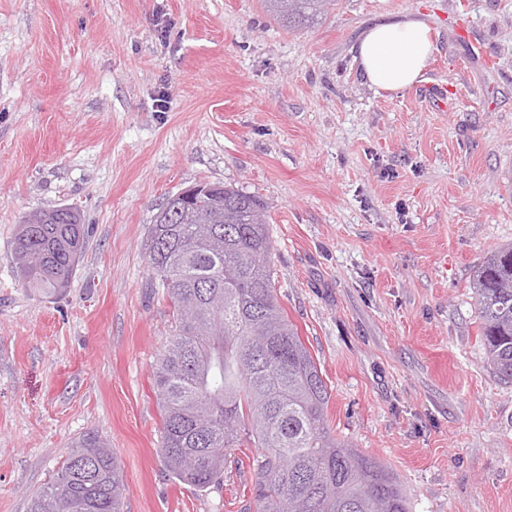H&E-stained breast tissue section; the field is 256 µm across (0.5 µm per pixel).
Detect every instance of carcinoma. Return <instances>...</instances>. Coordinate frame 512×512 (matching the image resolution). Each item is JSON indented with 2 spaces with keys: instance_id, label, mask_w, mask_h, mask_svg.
I'll list each match as a JSON object with an SVG mask.
<instances>
[{
  "instance_id": "cac0c4a2",
  "label": "carcinoma",
  "mask_w": 512,
  "mask_h": 512,
  "mask_svg": "<svg viewBox=\"0 0 512 512\" xmlns=\"http://www.w3.org/2000/svg\"><path fill=\"white\" fill-rule=\"evenodd\" d=\"M338 0H263L288 28L315 24ZM255 195L224 187L198 196L187 224H153L148 258L171 309L168 347L154 372L162 455L179 484L207 489L249 467L255 512H409L382 461L333 437L330 393L287 319L269 265ZM85 249L79 213L61 206L20 224L14 254L27 286L67 287ZM489 367L512 381V244L490 251L473 279ZM231 448H255L249 463ZM116 453L98 435L78 442L31 498L28 512H122Z\"/></svg>"
}]
</instances>
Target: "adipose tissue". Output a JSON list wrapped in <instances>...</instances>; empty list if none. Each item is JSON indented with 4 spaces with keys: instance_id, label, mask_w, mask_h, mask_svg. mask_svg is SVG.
I'll return each mask as SVG.
<instances>
[{
    "instance_id": "adipose-tissue-1",
    "label": "adipose tissue",
    "mask_w": 512,
    "mask_h": 512,
    "mask_svg": "<svg viewBox=\"0 0 512 512\" xmlns=\"http://www.w3.org/2000/svg\"><path fill=\"white\" fill-rule=\"evenodd\" d=\"M428 21L418 15L375 23L355 40L354 60L375 92H402L425 80L426 64L436 52Z\"/></svg>"
}]
</instances>
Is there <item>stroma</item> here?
I'll use <instances>...</instances> for the list:
<instances>
[{
    "label": "stroma",
    "mask_w": 512,
    "mask_h": 512,
    "mask_svg": "<svg viewBox=\"0 0 512 512\" xmlns=\"http://www.w3.org/2000/svg\"><path fill=\"white\" fill-rule=\"evenodd\" d=\"M426 16L425 81L374 93L350 52ZM199 182L267 205L278 300L319 364L333 436L384 462L412 512H512V383L471 283L512 243V0H340L291 30L261 0H0V512L87 435L124 512H246L249 475L174 482L154 371L170 334L145 249ZM70 206L65 292L26 287L13 239Z\"/></svg>",
    "instance_id": "stroma-1"
}]
</instances>
